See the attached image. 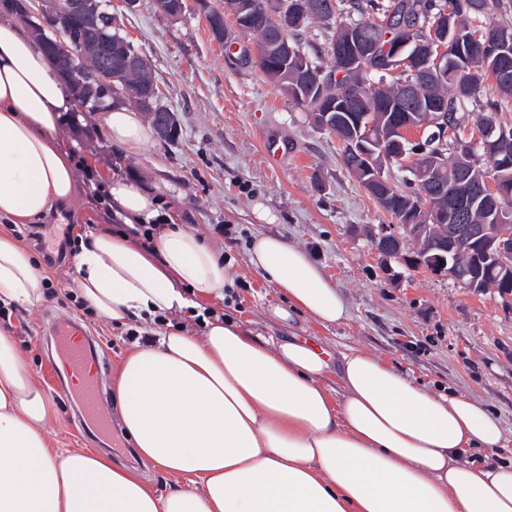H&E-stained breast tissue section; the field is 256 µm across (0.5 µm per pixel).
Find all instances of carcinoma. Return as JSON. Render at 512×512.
I'll list each match as a JSON object with an SVG mask.
<instances>
[{
	"label": "carcinoma",
	"instance_id": "1",
	"mask_svg": "<svg viewBox=\"0 0 512 512\" xmlns=\"http://www.w3.org/2000/svg\"><path fill=\"white\" fill-rule=\"evenodd\" d=\"M249 3V13L242 26L243 31L256 39L260 69L297 106L306 109L316 123L329 106L335 113L344 110L354 116L364 110L376 112L393 126L406 123L415 112L439 109L448 113L451 120L463 122L459 136L446 147H438L435 142L427 139L421 142L408 141L406 145L407 150L413 153L424 150L443 155L450 173L462 162L474 165V153L466 137L467 125L472 123L483 127L491 124L499 131L512 134V126L498 123L493 117V114L508 108L512 103V90L501 87L494 77L498 68L512 70L511 46L493 54L486 40H470L466 56L459 59L448 73V78L423 82L415 93V100L406 107L398 104L400 85L407 80L403 73L391 79V87L384 93L374 83L379 75L378 69L393 61L386 46L406 38L425 44L430 36L431 20L447 9L448 5H454V14L450 20L456 24L458 35L469 37L478 32L486 33L488 28L479 24V20L512 9V0H306L310 13L307 22L302 28L288 32L281 29L276 15L263 6V0H249ZM347 25L356 26L363 38L380 42L377 57L363 60L352 68L347 67L352 48L341 38V31ZM315 26L323 33L327 45L324 51L328 57V62H322L321 53L324 51L312 45L313 70L317 72L318 78L316 82L302 77L293 61L280 56L273 47V43L286 34L295 48L303 50V33ZM109 39L122 47L121 51L112 54V66L122 64L138 54L125 36L110 29L104 31L91 24L83 26L75 23L61 35L66 49L75 51L91 45L99 47ZM69 63V56L64 54L60 56L56 68L75 101L92 110L105 106L111 100L108 88L98 84L90 90L72 81ZM473 70L482 73L483 79L471 92L463 95L461 85ZM148 87H154V81L150 68L145 66L131 71L121 90L133 100L142 89ZM399 182L400 186L396 187L398 210L392 214L396 220L400 219V211L408 199H413L423 207L430 203V199L426 198L430 191L429 185L414 173H409ZM465 214L468 224H490L493 221V214L484 206L483 199L476 195L469 197L465 203Z\"/></svg>",
	"mask_w": 512,
	"mask_h": 512
}]
</instances>
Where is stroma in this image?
Listing matches in <instances>:
<instances>
[{
	"label": "stroma",
	"mask_w": 512,
	"mask_h": 512,
	"mask_svg": "<svg viewBox=\"0 0 512 512\" xmlns=\"http://www.w3.org/2000/svg\"><path fill=\"white\" fill-rule=\"evenodd\" d=\"M224 0H184L181 14L161 12L156 0H112V24L148 61L160 103L175 113L179 135L152 138L127 152L112 146L97 112L73 107L59 131L76 167L89 166L101 181L120 176L156 190L163 213L195 231L234 271L233 296L224 313L254 335L302 337L330 351L367 350L432 392L454 389L496 413L512 448V296L475 292L447 276L407 265L414 250L381 261L371 237L391 218L343 167L334 134L318 128L242 50L256 52L254 37L225 16L226 41L206 20ZM277 234L301 248L346 301L345 323L323 327L308 316L274 318L276 288L247 266L250 240ZM40 306L8 309V330L27 358L32 378L56 411L51 443L60 450H107L113 462L138 471L152 491L165 494L176 479L132 452L115 424L111 441L76 425L77 409L62 389L51 360L48 326L70 318L99 333L98 356L119 364L132 344L123 325L98 318L76 293L52 283Z\"/></svg>",
	"instance_id": "1"
}]
</instances>
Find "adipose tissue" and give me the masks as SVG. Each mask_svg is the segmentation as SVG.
<instances>
[{
	"mask_svg": "<svg viewBox=\"0 0 512 512\" xmlns=\"http://www.w3.org/2000/svg\"><path fill=\"white\" fill-rule=\"evenodd\" d=\"M71 107L34 41L0 18V220L33 224L77 195L73 153L57 139ZM101 122L127 150L150 138L123 104L102 108ZM108 194L126 223L158 215L146 187L113 177ZM247 264L285 298L275 318L348 319L337 288L288 240L256 236ZM75 267L81 298L117 325L197 316L233 285L230 263L173 222L148 250L89 234ZM41 300L30 255L0 235V304L29 310ZM204 327L133 348L112 382L139 454L180 479L163 495L107 455L50 447L52 405L0 331V512H512L504 428L481 403L430 392L363 349L278 343L230 318ZM331 373L336 397L324 383Z\"/></svg>",
	"mask_w": 512,
	"mask_h": 512,
	"instance_id": "1",
	"label": "adipose tissue"
}]
</instances>
